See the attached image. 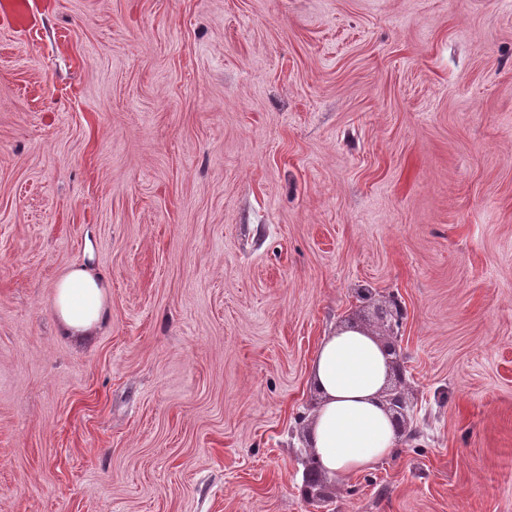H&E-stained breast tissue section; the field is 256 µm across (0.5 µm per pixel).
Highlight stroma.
Instances as JSON below:
<instances>
[{
    "label": "stroma",
    "instance_id": "obj_1",
    "mask_svg": "<svg viewBox=\"0 0 512 512\" xmlns=\"http://www.w3.org/2000/svg\"><path fill=\"white\" fill-rule=\"evenodd\" d=\"M36 2L0 27V512H512V0ZM362 288L406 310L412 435L316 506L311 362ZM109 283L89 262L73 266L57 280L52 298L59 332L87 336L109 320Z\"/></svg>",
    "mask_w": 512,
    "mask_h": 512
}]
</instances>
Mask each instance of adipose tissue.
I'll list each match as a JSON object with an SVG mask.
<instances>
[{"label": "adipose tissue", "mask_w": 512, "mask_h": 512, "mask_svg": "<svg viewBox=\"0 0 512 512\" xmlns=\"http://www.w3.org/2000/svg\"><path fill=\"white\" fill-rule=\"evenodd\" d=\"M108 293L107 279L91 264L65 271L52 298L60 333L85 336L103 327ZM388 373L382 342L366 330L344 328L319 342L310 370L319 394L310 446L326 477L344 480L394 453L397 435L381 402Z\"/></svg>", "instance_id": "obj_1"}]
</instances>
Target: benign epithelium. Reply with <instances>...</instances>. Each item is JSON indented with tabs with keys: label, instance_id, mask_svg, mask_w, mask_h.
<instances>
[{
	"label": "benign epithelium",
	"instance_id": "1",
	"mask_svg": "<svg viewBox=\"0 0 512 512\" xmlns=\"http://www.w3.org/2000/svg\"><path fill=\"white\" fill-rule=\"evenodd\" d=\"M375 315L388 336L384 343V351L389 358L390 379L396 380V383L390 384L384 392L383 402L386 410L390 413L395 431L401 435L405 432V425L408 423L409 400L402 387L403 373L400 365V353L393 335L394 328L401 319L402 310L395 300L388 299L376 306Z\"/></svg>",
	"mask_w": 512,
	"mask_h": 512
}]
</instances>
